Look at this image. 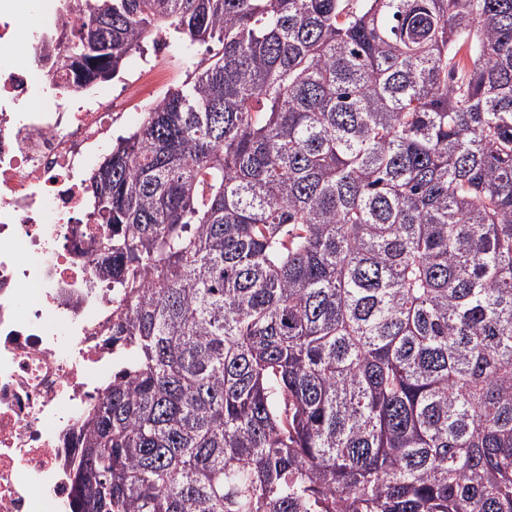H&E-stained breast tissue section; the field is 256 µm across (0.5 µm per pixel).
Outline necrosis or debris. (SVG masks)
<instances>
[{
    "label": "necrosis or debris",
    "mask_w": 512,
    "mask_h": 512,
    "mask_svg": "<svg viewBox=\"0 0 512 512\" xmlns=\"http://www.w3.org/2000/svg\"><path fill=\"white\" fill-rule=\"evenodd\" d=\"M0 0V512H73L71 439L112 375L123 295L96 271L84 172L120 98L52 90L27 9Z\"/></svg>",
    "instance_id": "obj_1"
}]
</instances>
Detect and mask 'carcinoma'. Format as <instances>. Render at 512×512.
I'll return each mask as SVG.
<instances>
[{"mask_svg":"<svg viewBox=\"0 0 512 512\" xmlns=\"http://www.w3.org/2000/svg\"><path fill=\"white\" fill-rule=\"evenodd\" d=\"M167 34L221 50L86 179L128 308L77 512H512V0H59L41 43L84 89Z\"/></svg>","mask_w":512,"mask_h":512,"instance_id":"obj_1","label":"carcinoma"}]
</instances>
